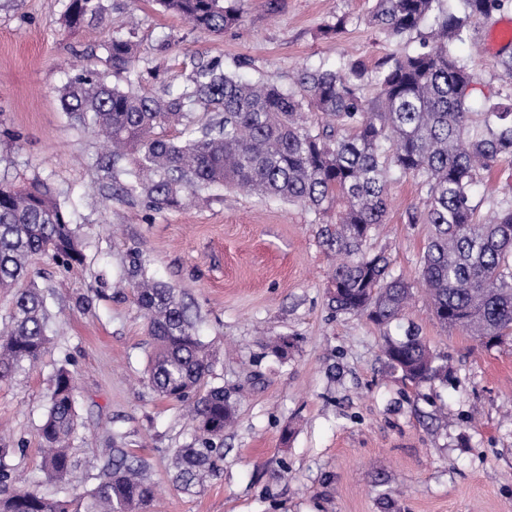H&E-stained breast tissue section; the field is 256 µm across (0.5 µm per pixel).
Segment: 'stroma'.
<instances>
[{
	"mask_svg": "<svg viewBox=\"0 0 512 512\" xmlns=\"http://www.w3.org/2000/svg\"><path fill=\"white\" fill-rule=\"evenodd\" d=\"M100 26L67 28L63 0H0V178L34 180L68 192L86 261L69 270L36 258L32 276L47 296L50 344L40 366L0 382V441L17 450L25 484L51 491L41 472L37 428L50 377L73 373L82 426L76 460L103 457L113 433L146 459L157 488L151 512H512V343L491 349L437 322L424 295L381 329L364 315L336 313L327 286L334 259L318 237L325 216L230 189L156 213L141 200H115L95 167L90 133L62 112L68 66H104L103 43L135 20V49L149 76L142 90L182 84L197 60L222 59L226 72L294 89L304 70L366 68L362 92L396 54L419 49L433 22L398 40L370 20L374 0H240V23L203 34L156 0H108ZM512 19V0L473 20L460 62L476 75L467 100L480 121L487 100L512 92L491 37ZM341 24L328 36L327 26ZM385 224L368 242L395 273L418 275L429 227L409 223L422 208L418 179L393 176ZM143 250L155 277L182 290L217 354L214 380L237 403L224 434V461L204 490H176L169 451L195 438L181 408L143 381L150 352L146 321L116 283L130 248ZM93 299L91 311L75 305ZM419 335L448 367L447 381L405 384L385 366L384 335ZM285 336V359L264 347ZM288 467L291 481L273 474ZM394 500L382 508L378 495Z\"/></svg>",
	"mask_w": 512,
	"mask_h": 512,
	"instance_id": "stroma-1",
	"label": "stroma"
}]
</instances>
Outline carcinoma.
I'll use <instances>...</instances> for the list:
<instances>
[{
	"label": "carcinoma",
	"instance_id": "carcinoma-1",
	"mask_svg": "<svg viewBox=\"0 0 512 512\" xmlns=\"http://www.w3.org/2000/svg\"><path fill=\"white\" fill-rule=\"evenodd\" d=\"M439 0H376L371 22L401 38L433 18L432 41L393 58L377 78L372 98L359 93L365 75L354 61L344 71H304L296 89L243 81L219 59L198 61L179 90H137L134 31L104 42L109 69L84 68L60 92L67 117L107 147L97 165L112 197L141 196L156 212L181 208L190 196L215 188L336 212L319 230L322 246L336 255L329 303L336 311L363 314L385 327L401 320L413 287L394 275L383 252L366 244L385 223L392 174L412 176L425 188L411 224H428L431 236L421 257L419 281L438 322L492 348L512 341V203L481 202L473 186L482 173L512 161V95L492 100L474 126L467 107L475 76L451 48L465 41L471 19L488 17L502 0H462V10H436ZM167 12L187 19L204 34L236 26L240 9L228 0H158ZM105 0H65L64 19L78 29L106 19ZM118 81H112V78ZM212 113L196 124L191 109ZM318 112L324 121L304 120ZM181 127L179 135L166 130ZM47 255L69 269L84 263L76 228L60 195L38 181L18 190L0 180V288L15 289L0 334V382L25 365L36 366L49 344L46 299L34 285L22 286L31 261ZM122 279L144 312L151 351V390L187 409L195 444L170 454L172 482L191 495L216 475L224 461V429L236 408L224 385L212 384L214 362L199 334V318L181 290L156 280L137 247L126 255ZM387 367L413 385L447 378L427 342L416 333L385 337ZM78 429L72 373L59 367L52 377L46 413L37 429L43 472L52 493L16 484L0 447V512H148L155 497L147 462L125 448L90 465L95 485L82 493L66 479L76 467L71 442Z\"/></svg>",
	"mask_w": 512,
	"mask_h": 512
}]
</instances>
